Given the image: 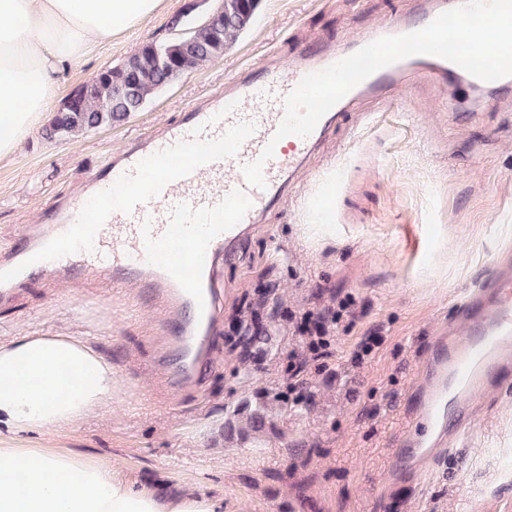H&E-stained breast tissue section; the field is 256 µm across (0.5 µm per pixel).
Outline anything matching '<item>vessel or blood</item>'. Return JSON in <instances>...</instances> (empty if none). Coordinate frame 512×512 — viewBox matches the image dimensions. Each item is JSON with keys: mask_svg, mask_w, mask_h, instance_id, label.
Returning a JSON list of instances; mask_svg holds the SVG:
<instances>
[{"mask_svg": "<svg viewBox=\"0 0 512 512\" xmlns=\"http://www.w3.org/2000/svg\"><path fill=\"white\" fill-rule=\"evenodd\" d=\"M460 2L420 0L415 17L383 22L364 40L417 31ZM343 57L324 49L304 54L290 68L244 72L181 122L114 153L107 165L89 172L85 198L57 204L49 223L23 225L22 248L0 252V304L11 302L33 272L59 279L103 276L115 286L135 278L167 314L171 389L197 386L220 321L219 268L253 225L290 197L297 172L347 108L366 95L383 97L411 72L471 92L512 91V76L486 82L443 58L414 55L353 88L308 137L273 141L284 97L303 76ZM271 141L276 148L263 165L265 185L250 186L242 167ZM458 311L465 335L441 342L431 377L414 395L418 428L407 446L421 466L442 446L449 407L512 377V258H501L488 282L466 291Z\"/></svg>", "mask_w": 512, "mask_h": 512, "instance_id": "obj_1", "label": "vessel or blood"}]
</instances>
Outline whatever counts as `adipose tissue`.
Listing matches in <instances>:
<instances>
[{"instance_id":"1","label":"adipose tissue","mask_w":512,"mask_h":512,"mask_svg":"<svg viewBox=\"0 0 512 512\" xmlns=\"http://www.w3.org/2000/svg\"><path fill=\"white\" fill-rule=\"evenodd\" d=\"M161 0H0V158L38 128L61 75L122 31L152 21ZM109 362L67 336L0 343V423L71 425L112 399ZM212 499L174 506L136 491L111 467L0 448V512H222Z\"/></svg>"}]
</instances>
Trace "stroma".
Returning a JSON list of instances; mask_svg holds the SVG:
<instances>
[{"mask_svg": "<svg viewBox=\"0 0 512 512\" xmlns=\"http://www.w3.org/2000/svg\"><path fill=\"white\" fill-rule=\"evenodd\" d=\"M221 0H165L150 25L120 33L76 62L51 108L140 45L207 20ZM414 0H261L238 43L163 87L143 111L72 140L35 130L0 160V249L18 228L42 224L53 202L76 197L113 149L178 122L219 93L241 68L269 57L343 47L379 23L413 13ZM448 88L414 79L378 111L363 100L299 173L293 198L255 225L221 271L222 325L203 375L206 396L169 392L157 369L166 317L121 287L75 276L39 275L0 306V341L72 336L112 363V400L69 427L17 433L0 427V447L53 451L112 467L136 490L168 502L205 497L223 512H512V380L451 414L449 453L418 474L399 449L412 424V395L429 373L445 330L465 333L464 290L490 277L512 250V92L452 112ZM331 194L321 221L316 198ZM351 297L333 333L325 371L288 369L298 348L291 313ZM383 343L363 363L356 344ZM252 337L232 348V333ZM300 385L301 402L288 399ZM264 418L253 427L254 414Z\"/></svg>", "mask_w": 512, "mask_h": 512, "instance_id": "obj_1", "label": "stroma"}]
</instances>
